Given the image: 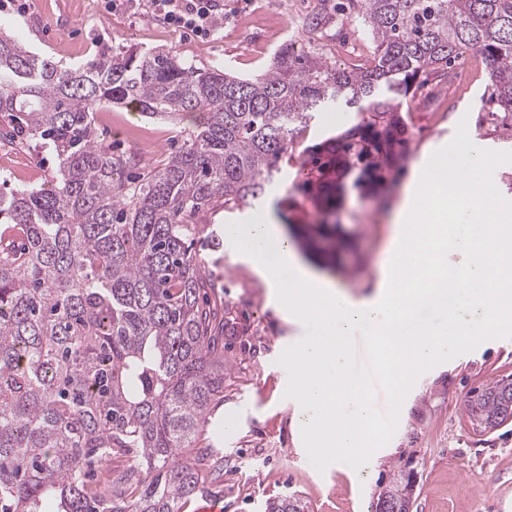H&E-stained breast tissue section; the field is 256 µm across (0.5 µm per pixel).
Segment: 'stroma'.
Wrapping results in <instances>:
<instances>
[{"instance_id":"stroma-1","label":"stroma","mask_w":512,"mask_h":512,"mask_svg":"<svg viewBox=\"0 0 512 512\" xmlns=\"http://www.w3.org/2000/svg\"><path fill=\"white\" fill-rule=\"evenodd\" d=\"M349 0H223L224 29L210 39L176 31L144 13L140 5L115 13L109 0H17L0 10V27L32 51L69 65L118 45L166 48L199 68L221 65L234 74L263 72L286 40L326 51L337 66L351 64L352 53L370 54L371 42L348 6ZM455 87L429 78L409 100L408 161L395 177L385 202L348 194L337 209L342 245L334 265L315 256L303 262L319 277L345 288L357 299L369 297L381 278L391 233L392 211L411 168L451 140L466 122L476 148L508 152L512 144L489 131L482 97L488 92L486 67L460 59ZM357 120L339 105L320 112L283 155L269 190L239 209L211 205L200 217L204 229L193 250L211 274L224 302V403L218 410L226 428L215 447L223 462L202 459L210 479L206 493L222 497L224 512H265L268 502L299 495L308 512H373L380 494L397 473L414 482L410 512H512V420L492 430L473 428L470 399L486 385L512 377V336L490 339L473 351L436 365L416 380L399 415L389 451L362 478L346 469L318 473L309 463L296 422L297 404L285 398L287 386L277 363L282 351L304 336L303 327L286 322L268 289L229 241H217L227 224L253 215L274 223L312 221L313 209L285 211L306 148L338 134ZM95 126L113 151H124L140 164L158 163L182 142L172 125L149 121L130 109L98 108ZM55 167L51 156L25 143L0 140V172L14 171L10 184L45 183Z\"/></svg>"}]
</instances>
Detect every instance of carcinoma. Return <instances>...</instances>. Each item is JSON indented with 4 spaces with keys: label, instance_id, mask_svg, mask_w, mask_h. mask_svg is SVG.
<instances>
[{
    "label": "carcinoma",
    "instance_id": "cac0c4a2",
    "mask_svg": "<svg viewBox=\"0 0 512 512\" xmlns=\"http://www.w3.org/2000/svg\"><path fill=\"white\" fill-rule=\"evenodd\" d=\"M374 45L341 69L285 41L242 78L170 49L116 46L70 68L0 28V121L56 158L48 185L0 192V512H184L199 491V438L224 400V354L202 301L211 287L192 241L200 212L264 194L294 135L338 103L346 130L312 146L297 189L316 220L300 245L333 258L336 197L383 194L407 162L402 100L421 75L451 77L469 51L489 62L486 103L512 122V0H354ZM123 104L194 126L136 181L99 140L93 112ZM473 425L512 418V379L469 404ZM401 477L381 496L408 512ZM266 512H303L294 496Z\"/></svg>",
    "mask_w": 512,
    "mask_h": 512
}]
</instances>
